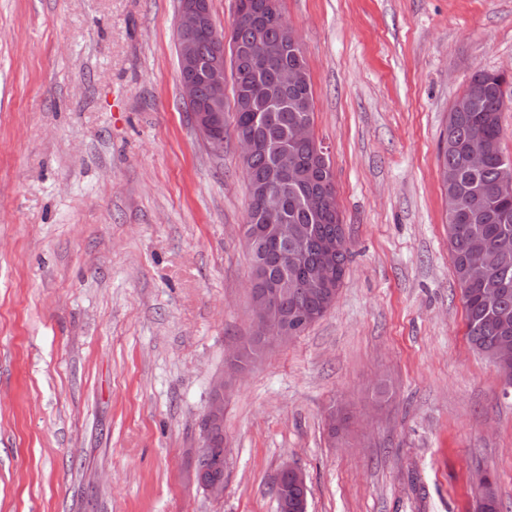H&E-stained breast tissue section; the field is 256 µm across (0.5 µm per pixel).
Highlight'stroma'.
Returning a JSON list of instances; mask_svg holds the SVG:
<instances>
[{"label":"stroma","instance_id":"obj_1","mask_svg":"<svg viewBox=\"0 0 512 512\" xmlns=\"http://www.w3.org/2000/svg\"><path fill=\"white\" fill-rule=\"evenodd\" d=\"M180 0H0V512H512V388L466 336L437 160L512 74V0H279L352 258L335 305L224 396V496L189 477L251 334L249 204L182 96ZM346 417L332 439L330 417ZM288 480L296 489L307 490V478L304 472L293 464L284 463L277 474L275 486V492L280 503V511L288 512V509H290L297 512H307L308 500L305 497L295 502L291 508H288V497L300 495L301 493L299 490H293Z\"/></svg>","mask_w":512,"mask_h":512}]
</instances>
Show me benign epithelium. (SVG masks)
Masks as SVG:
<instances>
[{
  "label": "benign epithelium",
  "instance_id": "benign-epithelium-1",
  "mask_svg": "<svg viewBox=\"0 0 512 512\" xmlns=\"http://www.w3.org/2000/svg\"><path fill=\"white\" fill-rule=\"evenodd\" d=\"M232 27L252 28L255 45L244 49L238 44L230 42V37L224 36V32L217 29L211 15L209 0H182L175 24V33L185 35L204 30L209 34L213 43L212 54L204 63L198 60L190 42L183 43L181 87L187 104L193 110V119L197 130L207 144L217 152L224 149V113L219 111V105L224 101L226 51H231L234 59L239 62H247L262 68L266 67L282 48L293 52L297 59H302L297 33L285 19L279 20L278 42L269 43L265 40L255 21L250 0L238 2ZM198 72L202 74V80L207 87L211 102L209 108L199 106V83L195 77ZM305 81V71L298 64L281 66L274 72V83L283 91L298 90L305 85ZM291 139L296 143L309 145L316 165L329 172V176H334L333 169L327 161L328 150L317 141L308 121H299L293 125ZM237 141L242 169L247 179L251 181L253 176L249 168V161L257 148L256 141L248 134L237 136ZM496 147H498V143L486 140L483 135H473L465 150L466 165L472 170L483 168L489 155L495 152ZM274 163L281 177L293 176L299 166L296 155L286 149L277 154ZM256 189L260 197L259 214L247 215L246 223L269 224L280 219L283 196L279 183L258 184ZM306 200L321 217L326 216L334 209L326 185L309 192ZM306 233L307 230L304 228L290 230L286 224L277 225L275 236L277 241L282 244V250L278 253L281 265L294 268L306 265V257L303 253L288 248V242L299 241L305 238ZM346 246V239L339 233L322 239L318 244V251L323 257V261L317 264L310 280L323 286L322 292L330 296L334 295L336 287L339 286L346 274V269L335 263L337 256L344 251ZM467 264L475 273L482 274L489 267L490 260L485 252L473 251L467 257ZM287 297L288 277L286 276L266 284L265 288L253 297L251 338L262 342L267 348L284 344L293 339L292 333L288 330V319L280 311L281 304ZM243 353L242 347L233 346L230 356L227 358L224 375L214 381V394L202 421L199 441L201 450L210 445L215 431L222 424L224 390L229 383L241 378L248 370V367L242 363ZM290 484L297 489L307 490V478L304 472L297 466L286 462L279 469L275 486L281 512H288L290 509L294 512H308V500L305 497L295 502L293 506H288V485Z\"/></svg>",
  "mask_w": 512,
  "mask_h": 512
}]
</instances>
